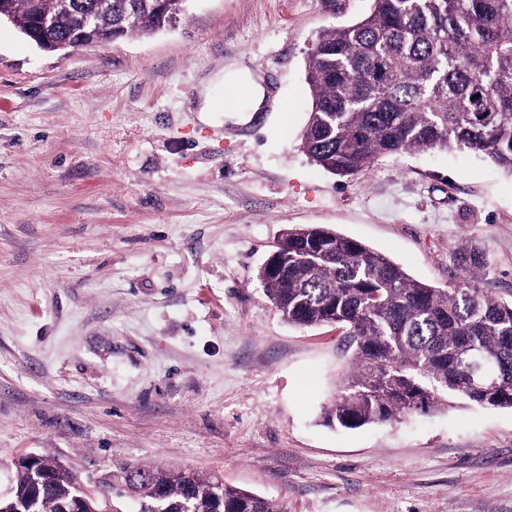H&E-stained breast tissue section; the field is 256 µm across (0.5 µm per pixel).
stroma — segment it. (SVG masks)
I'll return each mask as SVG.
<instances>
[{
	"mask_svg": "<svg viewBox=\"0 0 512 512\" xmlns=\"http://www.w3.org/2000/svg\"><path fill=\"white\" fill-rule=\"evenodd\" d=\"M372 0H187L145 37L42 51L0 23V486L51 455L81 479L139 462L216 472L288 512H512V409L448 396L344 429L341 330L288 324L257 271L280 233L324 224L454 284L512 300V175L407 152L342 178L300 150L317 35ZM261 112H202L224 69Z\"/></svg>",
	"mask_w": 512,
	"mask_h": 512,
	"instance_id": "stroma-1",
	"label": "stroma"
}]
</instances>
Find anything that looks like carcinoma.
<instances>
[{"mask_svg": "<svg viewBox=\"0 0 512 512\" xmlns=\"http://www.w3.org/2000/svg\"><path fill=\"white\" fill-rule=\"evenodd\" d=\"M184 0H0L42 50L152 34ZM53 19L45 31L41 18ZM311 105L300 149L341 177L410 151L464 150L512 174V0H373L360 20L324 29L305 65ZM281 272L257 278L288 323L336 325L352 369L328 419L355 429L427 413L449 394L512 408V301L471 286L490 263L473 243L453 257L463 284L437 288L322 224L286 228ZM100 485L136 512H288L217 474L126 462ZM102 495L50 455L16 471L5 512H101Z\"/></svg>", "mask_w": 512, "mask_h": 512, "instance_id": "cac0c4a2", "label": "carcinoma"}]
</instances>
